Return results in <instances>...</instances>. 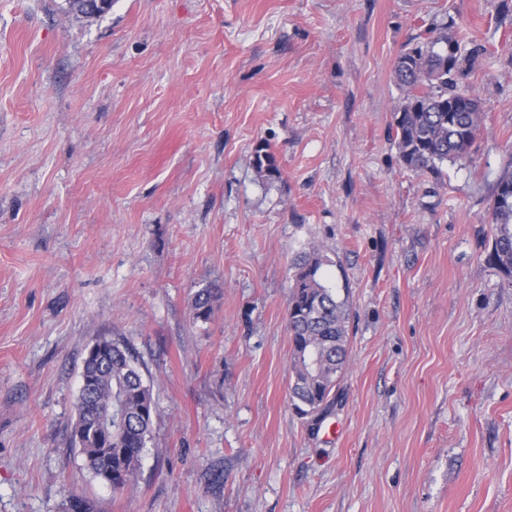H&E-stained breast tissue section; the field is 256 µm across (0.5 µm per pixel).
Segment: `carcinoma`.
I'll return each mask as SVG.
<instances>
[{
	"instance_id": "carcinoma-1",
	"label": "carcinoma",
	"mask_w": 512,
	"mask_h": 512,
	"mask_svg": "<svg viewBox=\"0 0 512 512\" xmlns=\"http://www.w3.org/2000/svg\"><path fill=\"white\" fill-rule=\"evenodd\" d=\"M443 43L453 45L444 72L439 70L440 58L447 49L436 48ZM476 55L478 50L465 53L458 41L440 35L397 57L394 74L403 98L393 112V127L406 168L438 176L444 162L470 156L483 119L479 98L470 95L471 107L463 112H450L448 105L460 92H469L460 79ZM253 164L270 180L281 176L274 155L262 145L254 151ZM489 211L493 258L511 276L512 173L499 179ZM324 261L326 257L315 251L297 260L288 303L293 380L289 397L304 415L330 402L348 355L347 301L322 283L319 271ZM222 294L212 285L195 291L190 305L193 320H210ZM95 345L98 355L83 362L89 385L79 390L72 442L93 478L104 485L110 482L112 492L123 493L137 480L158 403L139 359L126 343L101 338ZM309 348L316 351L317 367L307 376L301 365Z\"/></svg>"
}]
</instances>
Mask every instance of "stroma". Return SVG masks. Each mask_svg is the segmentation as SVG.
I'll list each match as a JSON object with an SVG mask.
<instances>
[{
    "label": "stroma",
    "mask_w": 512,
    "mask_h": 512,
    "mask_svg": "<svg viewBox=\"0 0 512 512\" xmlns=\"http://www.w3.org/2000/svg\"><path fill=\"white\" fill-rule=\"evenodd\" d=\"M441 32L481 49L483 123L435 177L400 161L393 67ZM510 172L512 0H0V512H512ZM315 247L349 356L302 416L287 307ZM101 337L158 402L121 494L71 445ZM253 164L259 173L264 174L270 180L278 179L281 176L274 155L265 146L256 147L253 154ZM493 258L507 276L512 275V173L504 174L498 181L489 206ZM222 294V288H217L212 285L195 291L190 305L193 320L202 322L210 320L214 313L215 301L221 297Z\"/></svg>",
    "instance_id": "stroma-1"
}]
</instances>
